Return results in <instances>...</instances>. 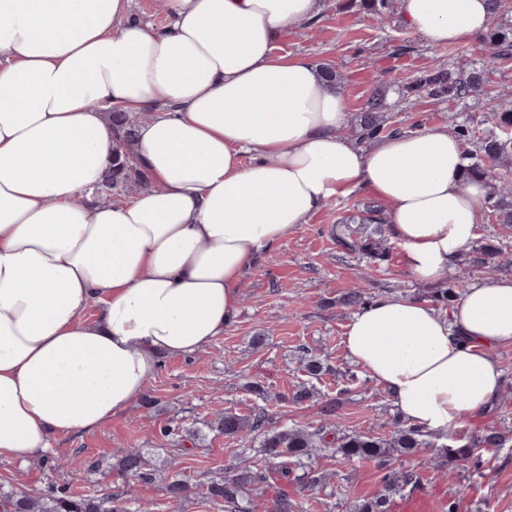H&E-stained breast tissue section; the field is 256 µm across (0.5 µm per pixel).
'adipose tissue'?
Returning <instances> with one entry per match:
<instances>
[{
    "mask_svg": "<svg viewBox=\"0 0 512 512\" xmlns=\"http://www.w3.org/2000/svg\"><path fill=\"white\" fill-rule=\"evenodd\" d=\"M132 0H0V461L46 454L138 401L163 359L235 317L259 252L331 198L370 194L421 281L451 272L488 192L447 126L362 148L342 93L275 51L319 0H168L156 29ZM435 46L472 43L489 0H399ZM151 113L133 145L151 188L92 201L112 163L111 112ZM99 314L87 318L91 303ZM347 355L411 426L448 436L497 399L512 346V278L470 282L451 317L379 296Z\"/></svg>",
    "mask_w": 512,
    "mask_h": 512,
    "instance_id": "obj_1",
    "label": "adipose tissue"
}]
</instances>
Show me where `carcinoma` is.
Segmentation results:
<instances>
[{
  "mask_svg": "<svg viewBox=\"0 0 512 512\" xmlns=\"http://www.w3.org/2000/svg\"><path fill=\"white\" fill-rule=\"evenodd\" d=\"M394 0H360V5L373 14L384 17L393 9ZM494 46L498 52L489 58L493 65L504 57L512 56V31L499 27L489 30L478 44L483 51ZM489 83V70L463 71L438 67L413 80V88L425 95L463 106L474 95L485 91ZM387 109L385 89L374 92L363 112L357 115L354 125L360 143L367 146L384 134H399L398 128H389L381 120V112ZM149 119L124 112H112V123L118 130L112 152V171L103 183L105 190L127 189L131 177L137 185L149 186L146 172L133 168L132 145L139 125ZM456 135L469 146L465 150V175L478 176L486 181L489 191L484 207L494 223L512 229V110L494 112L491 127L479 129L467 122L456 125ZM385 220L378 205H368L363 214L349 216L336 227V245L347 253L365 256L373 261L387 257L385 245ZM506 253L504 243L486 241L462 254L460 262L468 267L495 270L502 266ZM465 288L464 281H450L433 295L434 301L445 305L454 304ZM339 303L352 310L368 303L364 293L353 290L342 295ZM323 420L315 424L288 425L280 422L269 404H258L247 415L226 411L216 422V429L227 437L250 439L259 444L264 465L256 469H243L240 473L226 474L207 483L201 493L224 503V512H250V494L260 490L267 492L275 485V477L291 482L296 491H313L325 486V475L311 464L316 453L341 454L348 460H376L392 465L394 451L410 452L416 448L434 447L436 435L405 425L392 424L389 434L380 437L348 431L333 421V402L328 401L321 409ZM508 436L493 427H486L476 434L469 444L457 448H445L441 457L450 462H465L475 448H503ZM118 471L124 478H133L143 485H150L154 475L147 468V461L138 450H130L119 458ZM418 475L412 470H391L388 482L393 489L416 484ZM168 498L180 502L190 494V487L179 479L165 487ZM268 512H297L299 503L288 492L277 489L268 500ZM0 506L4 512H131L127 499L118 493L107 497L44 493L38 497L23 492H0Z\"/></svg>",
  "mask_w": 512,
  "mask_h": 512,
  "instance_id": "1",
  "label": "carcinoma"
}]
</instances>
